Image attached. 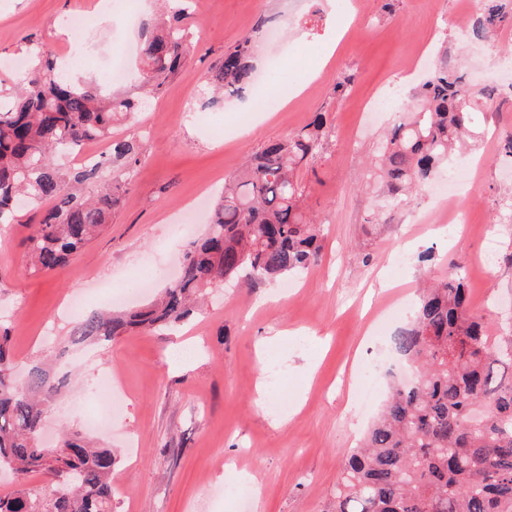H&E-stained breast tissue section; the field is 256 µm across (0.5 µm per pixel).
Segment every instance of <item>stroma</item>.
<instances>
[{"mask_svg": "<svg viewBox=\"0 0 512 512\" xmlns=\"http://www.w3.org/2000/svg\"><path fill=\"white\" fill-rule=\"evenodd\" d=\"M470 0H194V36L164 91L143 112L117 119L116 139L135 140L141 163L103 233L57 272L33 271L24 240L29 219L0 224V316L13 328L16 374L35 359L56 358L68 386L44 421V439L92 433L114 449L116 512H239L228 488L248 489L250 512H325L344 465L388 392L402 361L391 338L410 317L419 286L451 273L458 261L471 301L490 336L512 326V96L478 113L458 164L479 162L460 190L468 210L459 228L439 226L435 193L447 170L422 186L382 224L377 156L396 112L366 113L384 91L406 97L426 74L414 64L447 55L465 65L474 87H502L495 67L512 54V16L492 39L475 42L453 28ZM97 0H0V86L21 84L33 41L69 48L55 23L89 17L77 29L90 65L77 78L102 75L117 47L136 49L140 27L121 4L113 23L94 20ZM252 37L257 77L252 101L209 106L206 77L227 48ZM346 80L344 91L336 83ZM327 118L321 155L298 172L304 206L323 224L321 260L309 271L236 288H217L205 308L173 329L139 332L101 347L68 343L76 315L135 308L174 277L204 224L183 229L180 214L200 203L209 213L224 180L267 142L287 138L315 113ZM495 242L483 263L487 242ZM278 342L264 346L266 337ZM194 345L184 366L173 354ZM384 361L368 404L357 396L367 363ZM112 371L126 391L107 432H90L101 410L98 381ZM265 391H258V382Z\"/></svg>", "mask_w": 512, "mask_h": 512, "instance_id": "35a3bbf8", "label": "stroma"}]
</instances>
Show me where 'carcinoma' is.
<instances>
[{"instance_id":"carcinoma-1","label":"carcinoma","mask_w":512,"mask_h":512,"mask_svg":"<svg viewBox=\"0 0 512 512\" xmlns=\"http://www.w3.org/2000/svg\"><path fill=\"white\" fill-rule=\"evenodd\" d=\"M507 0H479L470 33L491 37L506 18ZM188 16L144 25L142 96L114 91L92 79L72 83L60 74L53 47L36 43L37 62L23 85L0 98V224L35 209L37 224L25 241L36 272L66 267L112 219L126 192L112 181L91 196L119 164L130 179L140 163L132 141H115L112 154L76 171L59 163L90 141L112 137V120L137 112L159 94L186 53ZM253 47L243 39L224 52L207 77L208 105L241 95L253 78ZM476 92L464 76L439 58L412 107L402 106L382 146L379 179L387 201L403 202L450 158L468 146L477 109ZM323 114L286 140L272 141L251 156L215 201L204 233L183 257L179 281L153 304L125 313L90 312L77 320L69 343L105 345L135 330L177 325L195 312L197 296L224 281L272 280L300 273L321 257L320 225L302 207L304 189L295 172L324 150ZM12 327L0 324V469L25 481L32 474L54 480L50 496L24 488L0 496V512H113L110 448L90 446L73 432L56 447L40 442L47 405L66 380L43 364H29L27 380L13 377ZM397 353L417 366L409 384L393 382L379 416L346 464L326 512H512V331L486 335L470 310L462 277L430 285L410 322L393 336Z\"/></svg>"}]
</instances>
